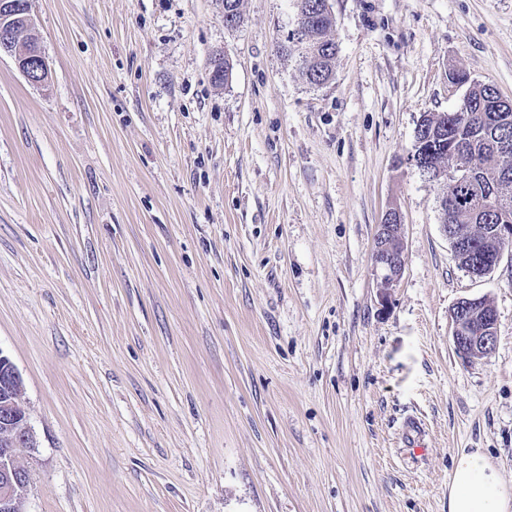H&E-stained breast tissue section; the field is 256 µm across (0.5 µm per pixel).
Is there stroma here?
Segmentation results:
<instances>
[{
  "label": "stroma",
  "mask_w": 512,
  "mask_h": 512,
  "mask_svg": "<svg viewBox=\"0 0 512 512\" xmlns=\"http://www.w3.org/2000/svg\"><path fill=\"white\" fill-rule=\"evenodd\" d=\"M331 81L291 0H33L50 67L0 54V353L37 446L27 512H448L452 460L512 486V259L478 278L409 161L423 115L512 101V0H330ZM227 83L211 80L214 58ZM402 277L380 298L385 211ZM491 356L454 350L464 298ZM411 415L426 451L401 440ZM3 52L13 58L16 67L30 84L42 86L43 77L49 71V65L41 49H35L34 53H28L26 50L16 53L13 49H4ZM48 77L49 72L44 83L48 81ZM401 213L397 207H390L384 216L383 224L378 225L376 244L372 253V261L376 268L383 271L381 300H388L387 290L393 288L399 281L404 265L403 250L400 245L402 226ZM396 238L395 243L394 239ZM396 244V246L394 245ZM479 301L478 298L462 299L449 313L452 341L459 356L465 360L488 358L496 349L497 314L488 313L478 320L474 314L476 306L491 305L486 299Z\"/></svg>",
  "instance_id": "stroma-1"
}]
</instances>
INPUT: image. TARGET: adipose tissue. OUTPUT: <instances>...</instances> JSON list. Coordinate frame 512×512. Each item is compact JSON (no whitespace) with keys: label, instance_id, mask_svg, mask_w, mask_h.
Here are the masks:
<instances>
[{"label":"adipose tissue","instance_id":"obj_1","mask_svg":"<svg viewBox=\"0 0 512 512\" xmlns=\"http://www.w3.org/2000/svg\"><path fill=\"white\" fill-rule=\"evenodd\" d=\"M448 512H512V490L481 449L464 450L454 457Z\"/></svg>","mask_w":512,"mask_h":512}]
</instances>
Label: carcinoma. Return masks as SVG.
Returning <instances> with one entry per match:
<instances>
[{
	"instance_id": "1",
	"label": "carcinoma",
	"mask_w": 512,
	"mask_h": 512,
	"mask_svg": "<svg viewBox=\"0 0 512 512\" xmlns=\"http://www.w3.org/2000/svg\"><path fill=\"white\" fill-rule=\"evenodd\" d=\"M311 44H323L325 54L313 61L305 72L308 81H327L333 73L337 44L331 21L322 15L310 23ZM452 79L468 86L465 98L457 107L440 115H424L421 136L425 149L433 150L437 167L447 180L448 190L441 197L443 222L455 225L463 236L475 238V253H491L496 224H512V105L495 111L490 100L500 98L496 86L476 83L465 72H455ZM506 139L511 151L504 153L496 139ZM461 141L476 162L469 177L450 179L448 169L456 165V157L448 151Z\"/></svg>"
}]
</instances>
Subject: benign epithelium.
I'll list each match as a JSON object with an SVG mask.
<instances>
[{"label": "benign epithelium", "instance_id": "7a95c632", "mask_svg": "<svg viewBox=\"0 0 512 512\" xmlns=\"http://www.w3.org/2000/svg\"><path fill=\"white\" fill-rule=\"evenodd\" d=\"M16 0H0V43L8 45L14 39L13 24L17 19ZM13 58L16 67L25 79L34 86L43 84V77L49 71L45 54L37 48L30 53L26 50L15 52L4 50ZM401 213L398 208H389L382 224L378 225L376 244L372 253L375 267L383 271L381 301L388 300L387 289L399 281L404 265L400 245ZM443 230L455 249L463 254V268L473 277L487 275L485 269L493 270L502 261L506 247L512 245V224L495 226L497 248L494 259L486 267L476 268L469 261L472 245L467 240L453 235L452 226L443 225ZM479 299H463L456 303L449 313L452 341L459 356L465 360L487 358L496 349L497 314L491 313L483 319L476 318L474 311ZM6 375L5 397L0 401V512H26L25 503L30 489V475L19 464L20 456L36 447V435L28 422L23 400L24 383L12 361L0 353V371Z\"/></svg>", "mask_w": 512, "mask_h": 512}]
</instances>
